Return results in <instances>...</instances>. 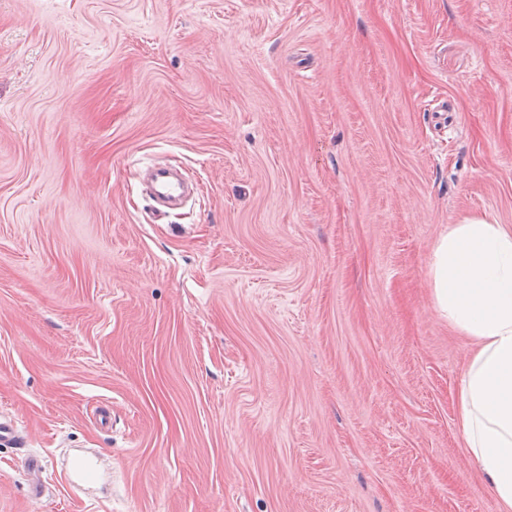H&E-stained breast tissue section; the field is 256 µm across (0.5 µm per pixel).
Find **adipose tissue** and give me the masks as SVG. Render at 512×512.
Listing matches in <instances>:
<instances>
[{"label": "adipose tissue", "instance_id": "adipose-tissue-1", "mask_svg": "<svg viewBox=\"0 0 512 512\" xmlns=\"http://www.w3.org/2000/svg\"><path fill=\"white\" fill-rule=\"evenodd\" d=\"M437 312L476 340L457 391L465 447L512 512V229L489 214L449 225L432 252Z\"/></svg>", "mask_w": 512, "mask_h": 512}]
</instances>
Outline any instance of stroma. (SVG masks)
<instances>
[{
    "mask_svg": "<svg viewBox=\"0 0 512 512\" xmlns=\"http://www.w3.org/2000/svg\"><path fill=\"white\" fill-rule=\"evenodd\" d=\"M484 212L512 0H0V512H499L428 276Z\"/></svg>",
    "mask_w": 512,
    "mask_h": 512,
    "instance_id": "obj_1",
    "label": "stroma"
}]
</instances>
